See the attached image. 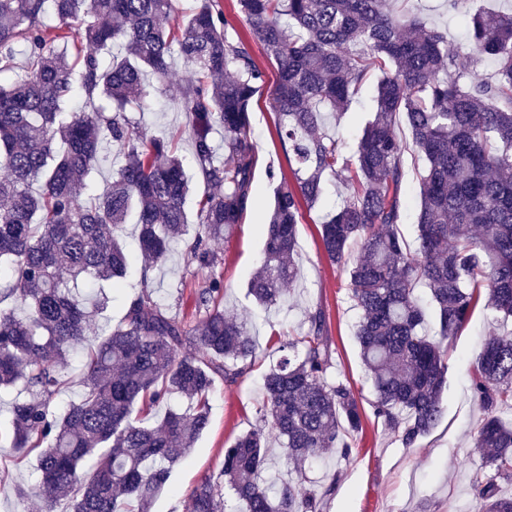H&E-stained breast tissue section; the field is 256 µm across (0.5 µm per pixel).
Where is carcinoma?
Returning <instances> with one entry per match:
<instances>
[{"label":"carcinoma","instance_id":"obj_1","mask_svg":"<svg viewBox=\"0 0 512 512\" xmlns=\"http://www.w3.org/2000/svg\"><path fill=\"white\" fill-rule=\"evenodd\" d=\"M238 4L248 36L232 42L221 0H195L185 15L175 0H0V391L17 390L10 445L24 456L39 451L45 512L62 501L68 512H148L208 427L216 380L236 383L256 358L247 325L224 315L220 280L198 292L205 315L192 326L153 297L151 268L189 232L190 181L172 142L146 137L126 113L151 104L145 76L165 81L175 53L192 68L178 94L212 188L199 202L191 260L214 266L208 243L241 223L251 202V105L264 81L250 51L256 43L277 65L270 97L296 168L294 182L283 179L275 190L249 294L260 306L281 301L298 275L301 203L311 209L320 201L326 176L346 177L350 193L321 223L323 249L346 273L360 312L356 337L373 414L404 446L439 423L448 341L474 309L482 303L495 319H512V11L474 12L461 53L448 49L445 29L405 7L391 11L386 0ZM48 14L81 23V45L48 34ZM464 56L495 59V80H468ZM374 71L375 112L350 163L323 132L322 109L341 118ZM402 118L423 161L413 248L398 233L407 208ZM106 143L118 154L112 181L98 193L86 178ZM132 213L138 290L121 322L92 336L75 288L125 277L131 258L117 228ZM420 285L435 312L431 329ZM306 323L264 375L259 423L224 449L219 479L194 489L188 512H224L226 487L245 512H322L326 493L300 464L335 448L348 457L362 406L346 383L327 380L323 312H308ZM81 347L80 397L53 414L64 369ZM471 389L482 412L472 438L482 454L472 497L478 512H512V493H504L512 488V338L484 340ZM174 395L189 407L147 423ZM272 443L295 467L267 485L261 474Z\"/></svg>","mask_w":512,"mask_h":512}]
</instances>
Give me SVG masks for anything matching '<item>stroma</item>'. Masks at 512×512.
<instances>
[{"label":"stroma","instance_id":"1","mask_svg":"<svg viewBox=\"0 0 512 512\" xmlns=\"http://www.w3.org/2000/svg\"><path fill=\"white\" fill-rule=\"evenodd\" d=\"M424 15L429 23L447 28L448 46L458 49L464 40V17L480 8L512 10V0H459L449 8L446 0H426ZM187 70L180 56H173L170 75L154 86V109L132 113V120L147 134L172 139L193 173L194 200L188 213H195L196 198L207 187L196 174L188 136V120L176 96ZM376 82L367 80L355 95L342 120L328 118V133L341 143L345 157H353L366 120L375 108ZM251 138L255 146L254 200L228 240L217 242V261L200 269L188 254L186 241L173 245L165 262L151 273L154 299L166 312L187 323L200 317L195 292L211 279L224 284L225 315L251 321L257 358L251 370L237 383L217 381L210 397V422L193 445L188 458L173 469L169 483L154 498L150 512H187L190 495L205 478L216 476L224 461V450L236 437L252 429L260 419L263 376L284 355V345L296 335L308 311L321 309L325 315V340L332 352L330 377L341 378L353 389L363 406V430L349 458L326 456L306 469L318 490L326 491L324 512H477L470 493V479L482 459L472 447L481 411L470 387L473 354L485 336H512V321H493L489 310L477 307L462 332L448 343V390L438 425L413 446L403 447L385 430L370 408L373 391L359 356L355 326L359 312L348 297L347 278L331 264L323 251L320 224L323 216L348 194L340 178H327L322 202L303 211L297 226L301 277L289 298L263 308L247 294L250 278L264 251L260 226L266 222L273 191L281 178L291 175V165L282 146L278 116L268 91L254 98ZM139 264H132L121 284L111 289L108 311L94 316V335L115 327L124 304L139 283ZM16 393L0 392V512H42L43 499L34 488L37 453L20 456L10 446L12 408Z\"/></svg>","mask_w":512,"mask_h":512}]
</instances>
